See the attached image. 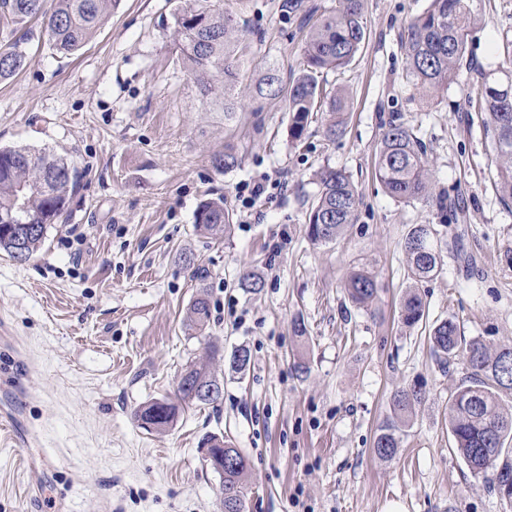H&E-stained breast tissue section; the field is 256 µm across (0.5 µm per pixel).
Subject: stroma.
<instances>
[{
	"label": "stroma",
	"instance_id": "1",
	"mask_svg": "<svg viewBox=\"0 0 512 512\" xmlns=\"http://www.w3.org/2000/svg\"><path fill=\"white\" fill-rule=\"evenodd\" d=\"M299 3L292 12L288 0H224L246 30L243 84L272 67L299 73L310 27L336 0ZM467 3L469 64L426 94L401 36L429 0H365L364 46L344 73L327 75L349 95L346 128L331 140L314 118L298 145L279 99L245 98L225 126L222 96L201 95L174 51L179 0H117L71 56L52 49L40 20L0 25V44L22 39L24 54L0 81V145L50 148L83 173L35 258L0 252V331L29 368L16 394L0 373V512H100L105 502L112 512H223L221 478L200 449L210 433L250 461L245 512H512L454 448L448 398L462 370H441L428 341L430 326L452 317L466 339L512 347V267L502 262L512 204L497 191L486 116L468 107L484 76L501 75L496 46L512 37V0ZM393 115L428 148L433 200L454 198L461 220L433 200L384 192L375 149ZM228 141L240 162L222 172L211 157ZM323 167L346 171L361 204L341 237L315 244L306 219ZM260 173L272 182L248 217L236 189ZM219 196L232 221L215 241L193 224L201 201ZM415 224L431 225L448 248L418 288L425 318L409 328L398 309ZM246 269L262 276L260 293L240 288ZM358 270L378 283L368 310L346 294ZM202 287L210 320L191 330L184 317ZM212 343L227 354L246 346V373L225 375L216 407L186 408L164 432L140 428L134 409L172 394ZM300 353L304 374L293 367ZM414 383L427 400L397 454L380 459L373 442L390 396Z\"/></svg>",
	"mask_w": 512,
	"mask_h": 512
}]
</instances>
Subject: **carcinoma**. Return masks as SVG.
Masks as SVG:
<instances>
[{
    "label": "carcinoma",
    "instance_id": "1",
    "mask_svg": "<svg viewBox=\"0 0 512 512\" xmlns=\"http://www.w3.org/2000/svg\"><path fill=\"white\" fill-rule=\"evenodd\" d=\"M116 0H55L46 25L49 45L58 52L72 54L87 44L112 13ZM221 0H184L173 15L174 43L182 62L200 85L203 95L220 83L224 91V124L235 121L241 107L242 91L234 51L244 32L237 18L220 5ZM42 13V0H0V20L21 22ZM471 14L465 0H430L428 8L407 25L402 42L416 86L427 91L448 86L463 65ZM364 0H336V7L311 28L303 50L304 63L298 76L283 80L270 68L250 90L259 97H283L291 114L289 136L298 141L316 112L328 115L326 135L335 138L343 132L348 97L330 94L320 85L329 70L348 67L366 40ZM19 42L0 47V81L11 78L21 65ZM488 114L485 125L496 152L498 188L501 200L512 201V74L502 79L483 78L471 100ZM214 166L230 170L238 157L231 144L214 156ZM430 161L413 128L393 120L384 126L376 146L375 174L387 194L398 202L429 200ZM79 174L65 159L45 148L0 147V223L10 224L23 216L25 225L0 233V250L14 255L16 236L22 237L27 258L41 249L51 225L67 210L69 197L77 187ZM319 191L307 211V235L314 243H329L354 223L360 205L359 195L346 173L324 168L317 174ZM230 227L224 198L199 204L194 231L221 239ZM408 278L416 283L435 276L444 255L434 240L429 224H415L404 239ZM378 285L367 272L352 274L347 282L351 301L368 307L375 300ZM426 304L414 289L403 297L399 318L413 327L424 317ZM210 314L207 292L193 298L187 315L188 326L201 330ZM430 351L440 368L461 363L465 376L448 399V425L455 447L470 471L481 476L493 471L489 488L497 493L512 491V461L503 459L512 442V411L500 404V391L512 390V347L494 349L480 339L466 340L453 318L436 323L429 332ZM223 361L236 374H244L251 362L250 351L238 346L229 356L217 349L208 361L190 362L174 397H163L138 406L134 417L148 431L164 430L178 421L187 405H214L220 397L199 399L193 386L218 379L210 363ZM426 396L418 384L396 390L391 398L392 417L380 427L373 449L382 459L396 455L402 427L409 422ZM203 448L224 450V474L220 495L224 512H244L245 477L249 461L241 451L216 434L201 440Z\"/></svg>",
    "mask_w": 512,
    "mask_h": 512
}]
</instances>
